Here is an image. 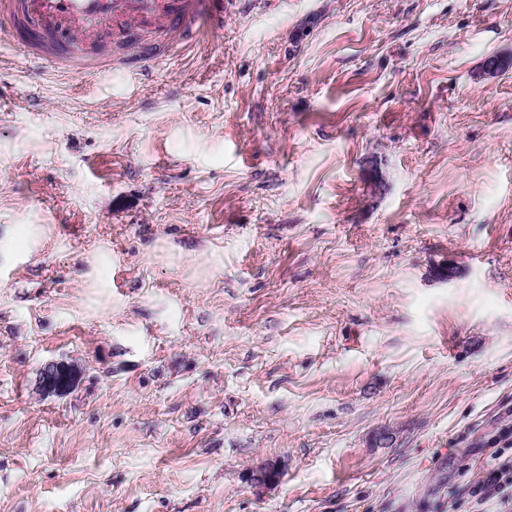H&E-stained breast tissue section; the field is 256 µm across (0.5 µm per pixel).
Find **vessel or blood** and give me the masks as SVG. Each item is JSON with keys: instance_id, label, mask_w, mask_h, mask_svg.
Returning <instances> with one entry per match:
<instances>
[{"instance_id": "obj_1", "label": "vessel or blood", "mask_w": 512, "mask_h": 512, "mask_svg": "<svg viewBox=\"0 0 512 512\" xmlns=\"http://www.w3.org/2000/svg\"><path fill=\"white\" fill-rule=\"evenodd\" d=\"M222 0H0V20L22 22L28 38L50 41L67 70L91 74L103 45L130 38L135 30L159 39L177 35L181 47L220 26Z\"/></svg>"}]
</instances>
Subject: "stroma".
Masks as SVG:
<instances>
[{"mask_svg": "<svg viewBox=\"0 0 512 512\" xmlns=\"http://www.w3.org/2000/svg\"><path fill=\"white\" fill-rule=\"evenodd\" d=\"M493 55L512 0H224L89 77L0 44V512H474L512 428ZM56 376L59 377V382L52 385ZM74 380L75 373L72 367L61 363H51L41 371L40 386L44 392L62 394L73 386ZM281 475V465L277 461L268 460L262 463L250 476V486L255 494L260 495L275 485Z\"/></svg>", "mask_w": 512, "mask_h": 512, "instance_id": "1", "label": "stroma"}]
</instances>
